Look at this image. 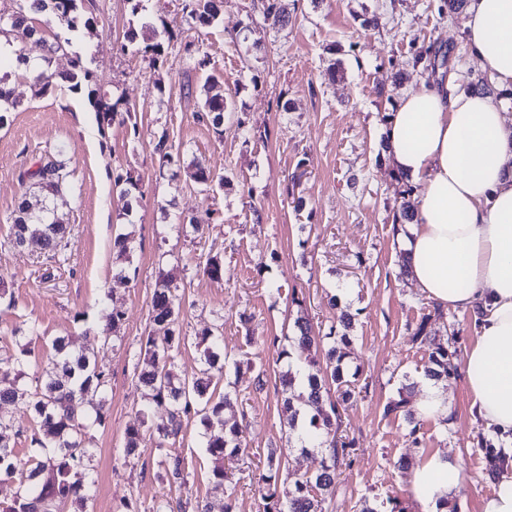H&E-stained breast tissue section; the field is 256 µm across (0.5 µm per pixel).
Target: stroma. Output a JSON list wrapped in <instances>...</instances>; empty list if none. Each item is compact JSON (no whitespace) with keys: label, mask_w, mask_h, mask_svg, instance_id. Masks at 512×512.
Here are the masks:
<instances>
[{"label":"stroma","mask_w":512,"mask_h":512,"mask_svg":"<svg viewBox=\"0 0 512 512\" xmlns=\"http://www.w3.org/2000/svg\"><path fill=\"white\" fill-rule=\"evenodd\" d=\"M282 4L290 15L282 31L264 25L260 0H224L218 22L196 31L183 22L180 0H147V15L180 34L167 48L168 65L155 69L135 50H116L134 27L139 42L152 39L129 0H93L79 13L80 45L96 87L131 108L130 121L103 128L85 93L71 92L60 80L39 94L21 71L9 69L8 85L22 103L0 126V350L35 322L32 366L51 355L52 339L65 336L109 373L106 419L91 431L97 495L89 512H123L127 505L153 512L166 498L217 505L229 499L235 512H264L261 476L270 449L283 451L282 490L317 471L321 461L320 453L288 446L280 385L287 364L278 351L288 345L297 311H305L313 328H326L337 315L329 295L349 289L347 305L356 319L347 368L358 371L360 393L341 412V433L354 440L355 451L338 470L328 512H359L362 503L378 507L393 495L408 498V474L396 468L397 459L438 449L463 460L468 490L457 512H481L493 491L480 450L487 431L471 412L460 376L447 383L450 424L426 420L413 436L403 417L383 413L403 386L418 383L432 346L464 350L471 316L437 308L401 275L392 216L403 186L379 154L385 115L421 77L413 68L418 48L441 46L448 79L462 87L485 68L464 41L463 14L440 17L439 0ZM368 12L382 14L380 28L362 27ZM188 41L209 55L208 69L184 68L180 57ZM334 60L343 76L331 84L323 73ZM400 71L410 78L398 84ZM211 73L235 112L219 136L197 118L201 96L182 91L186 83L202 86ZM280 99L290 102L289 111H277ZM247 126L253 129L248 137ZM163 132L178 167L161 165L154 151ZM51 156L72 173L74 190L58 204L70 233L55 256H36L13 245L9 217L20 196L41 202L38 186L20 176ZM195 162L228 176L230 186L201 191L189 176ZM119 173L132 176L130 194L114 186ZM295 193L305 199L303 210L291 204ZM183 216L196 218L202 233L181 227ZM119 233L133 239L124 264L112 249ZM210 256L223 259V280L199 272ZM122 264L132 272L125 280L114 276ZM160 271L172 277L182 299L183 373L202 366L194 337L224 324L222 380L235 384L242 398L224 417H248L250 428L247 451L230 462L231 477L219 490L209 479L212 461L199 422L189 421L175 445L191 464L185 486L162 479V450L151 434H143L134 457L122 453L125 431L138 424L144 404L135 366ZM297 297L303 307L294 305ZM114 308L125 317L117 330L122 342L112 346L100 330ZM422 322L431 334L428 346L413 340Z\"/></svg>","instance_id":"stroma-1"}]
</instances>
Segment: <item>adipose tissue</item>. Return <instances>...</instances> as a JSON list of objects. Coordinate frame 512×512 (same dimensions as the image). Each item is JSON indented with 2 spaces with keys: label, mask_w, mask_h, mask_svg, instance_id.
<instances>
[{
  "label": "adipose tissue",
  "mask_w": 512,
  "mask_h": 512,
  "mask_svg": "<svg viewBox=\"0 0 512 512\" xmlns=\"http://www.w3.org/2000/svg\"><path fill=\"white\" fill-rule=\"evenodd\" d=\"M464 34L499 87L512 88V0H469ZM387 165L413 190L397 236L409 278L437 306L474 314L458 372L476 418L512 442V115L486 93L424 77L383 130ZM459 457L434 452L412 469L422 512L462 496Z\"/></svg>",
  "instance_id": "1"
}]
</instances>
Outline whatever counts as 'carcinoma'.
<instances>
[{
    "label": "carcinoma",
    "instance_id": "obj_1",
    "mask_svg": "<svg viewBox=\"0 0 512 512\" xmlns=\"http://www.w3.org/2000/svg\"><path fill=\"white\" fill-rule=\"evenodd\" d=\"M223 0H182V14L192 28L211 26L219 17ZM78 0H20L11 14H0V32L13 36L14 42L22 44L32 37L43 42V28H56L52 41L47 43L44 61L49 63L56 55L71 56L72 70L63 78L71 88L88 90L87 97L99 123L109 124L122 112L119 99L100 93L92 87L93 73L83 55L74 50ZM263 19L278 28L288 27L289 15L281 7L280 0H263ZM154 67L168 63L162 41L147 43L139 48ZM442 51L432 46H422L414 56V63H425L435 68ZM183 65L192 69H203L211 64L207 55H202L195 44L184 45ZM16 66L32 70L33 85L44 93L54 84L56 74L47 69L30 67L29 59L15 51ZM6 78L0 77V124L6 113L18 107L19 101L5 87ZM217 79L208 77L200 87L203 104L198 118L220 133L224 114L231 112L227 101L212 93ZM161 165L172 162L173 155L168 146V135L163 132L156 138L154 146ZM23 177L32 180L45 192L43 205L35 209L25 198L18 203L9 225V237L13 245L31 254L45 255L55 252L69 234L66 214L58 212L56 198L72 184L70 172L58 161H48L34 170L24 172ZM195 183L209 190L213 184L226 186L228 177L214 178L210 169L195 165L191 173ZM202 273L212 280L224 277V260L212 256L202 266ZM150 331L141 343L144 351L142 363L136 367L135 376L144 389L147 405L166 409L167 421L156 425L154 432L159 447L175 444L184 421L199 419L203 427L205 451L213 462L210 480L216 487L224 485L227 471L224 462H231L246 451V427L236 422L227 424L224 408L234 404L235 390H226L218 395L211 391L214 379L223 375L219 365L223 357V327L212 325L196 336V346L203 348L204 367L192 376L178 371V355L186 337L182 335L179 317L180 301L172 280L164 271H158L151 302ZM354 316L346 311L336 316L321 335H312L308 318L300 314L293 322L294 336L289 346L278 353V359H293L302 356L320 345L325 346L324 361L306 359L304 370L288 367L280 378L287 397L284 406L288 410V427L299 430L298 419L306 418L307 433L314 437L311 446L301 445V451L311 448L325 449L319 469L311 476L297 477L288 489L280 492L272 479L281 467V457L272 450L267 456L268 483L264 495L265 512H328L329 501L336 491L338 463L349 457L354 442L338 434L341 414L339 407L349 404L355 390L347 379L344 360L353 340L349 331ZM54 356L41 366L40 373L27 372L31 364L27 344L16 343V347L0 353V401L21 403L32 414L33 425L21 427L12 421L0 420V481L17 484L16 492L8 503H0V512H61L67 505L71 512H88V506L96 493V480L91 462L95 448L91 446L90 430L106 418V395L111 390V377L101 370L96 362L83 352H75L65 338L52 340ZM456 353L438 347L429 355V365L424 377L442 382L455 374ZM100 395L96 402L74 410V401L85 400L89 393ZM142 433L131 426L124 437V457L135 455ZM29 443L30 456L22 460L16 445ZM488 467L486 475L495 481L501 474L512 470V454L492 443L483 448ZM162 477L171 484L183 485L189 475L187 458L178 452L165 451L159 461Z\"/></svg>",
    "mask_w": 512,
    "mask_h": 512
}]
</instances>
